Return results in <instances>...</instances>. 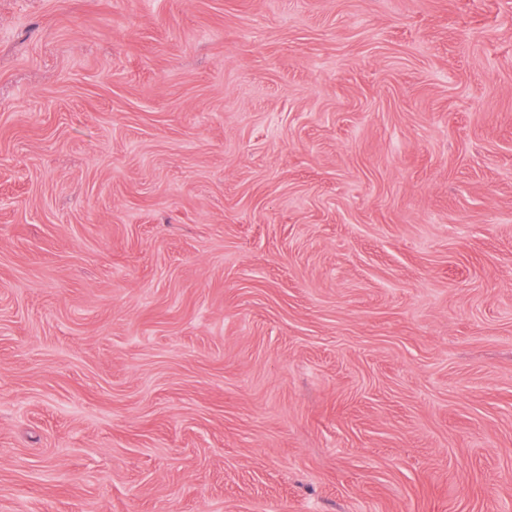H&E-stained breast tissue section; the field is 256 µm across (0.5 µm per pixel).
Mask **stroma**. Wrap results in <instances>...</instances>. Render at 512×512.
Wrapping results in <instances>:
<instances>
[{
  "label": "stroma",
  "instance_id": "obj_1",
  "mask_svg": "<svg viewBox=\"0 0 512 512\" xmlns=\"http://www.w3.org/2000/svg\"><path fill=\"white\" fill-rule=\"evenodd\" d=\"M0 512H512V0H0Z\"/></svg>",
  "mask_w": 512,
  "mask_h": 512
}]
</instances>
